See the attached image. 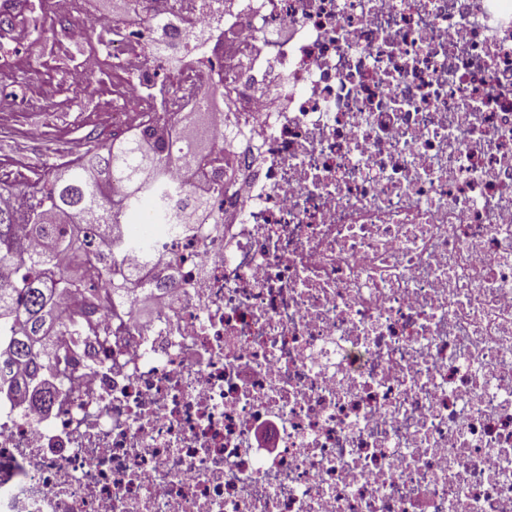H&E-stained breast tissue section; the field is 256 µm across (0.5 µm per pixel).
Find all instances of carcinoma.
<instances>
[{
	"label": "carcinoma",
	"instance_id": "cac0c4a2",
	"mask_svg": "<svg viewBox=\"0 0 512 512\" xmlns=\"http://www.w3.org/2000/svg\"><path fill=\"white\" fill-rule=\"evenodd\" d=\"M163 121L165 117L151 114L122 139H89L78 157L44 173L16 205L0 203V266L22 271L15 283L0 285V395L33 404L46 399L44 381L54 375L51 363L56 359L50 336L67 329L77 346L88 338L112 343V332L92 330L83 310L127 295V275L119 269L122 251L132 240L125 233V214L140 213L147 202L158 223L192 229L199 214L213 211L208 196L192 192L178 215L169 214L173 188L166 181L168 166L182 156V146L151 136V127ZM115 184L124 187L120 198L112 197ZM88 225L111 244L101 271L102 292L85 287L93 240L84 233ZM31 241L41 248L29 249ZM62 288L81 290L84 296V304L65 320L55 302Z\"/></svg>",
	"mask_w": 512,
	"mask_h": 512
}]
</instances>
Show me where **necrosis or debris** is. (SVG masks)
Listing matches in <instances>:
<instances>
[{
  "label": "necrosis or debris",
  "mask_w": 512,
  "mask_h": 512,
  "mask_svg": "<svg viewBox=\"0 0 512 512\" xmlns=\"http://www.w3.org/2000/svg\"><path fill=\"white\" fill-rule=\"evenodd\" d=\"M161 20L221 56L155 99ZM111 48L113 127L213 112L170 180L221 220L148 224L121 344L0 399V512H512V0H132Z\"/></svg>",
  "instance_id": "necrosis-or-debris-1"
}]
</instances>
